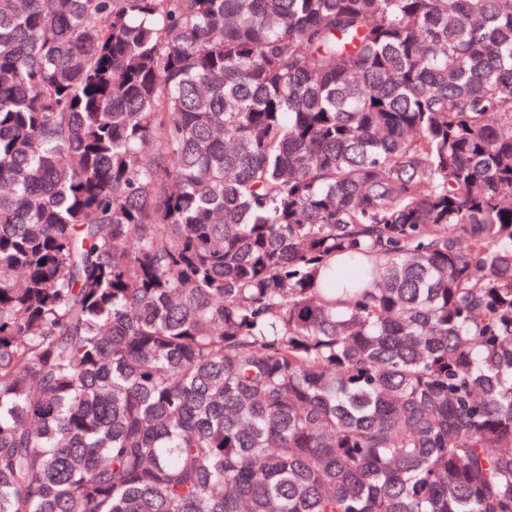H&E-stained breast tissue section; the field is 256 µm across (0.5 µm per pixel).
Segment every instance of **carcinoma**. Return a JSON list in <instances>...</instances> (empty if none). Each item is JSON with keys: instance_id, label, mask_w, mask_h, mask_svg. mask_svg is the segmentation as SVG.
Wrapping results in <instances>:
<instances>
[{"instance_id": "cac0c4a2", "label": "carcinoma", "mask_w": 512, "mask_h": 512, "mask_svg": "<svg viewBox=\"0 0 512 512\" xmlns=\"http://www.w3.org/2000/svg\"><path fill=\"white\" fill-rule=\"evenodd\" d=\"M0 512H512V0H0Z\"/></svg>"}]
</instances>
